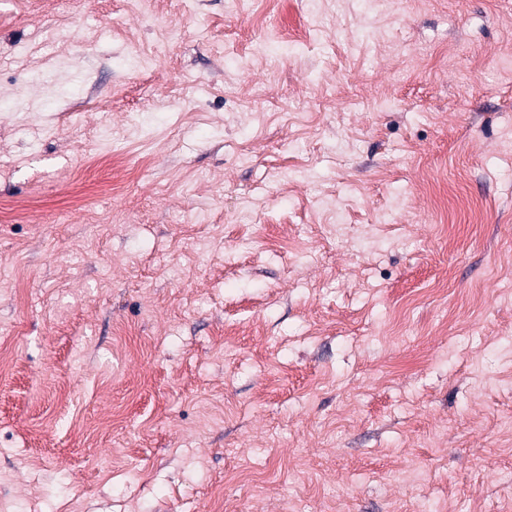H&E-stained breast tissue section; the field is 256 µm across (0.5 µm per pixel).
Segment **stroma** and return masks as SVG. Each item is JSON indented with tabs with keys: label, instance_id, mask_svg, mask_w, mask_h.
<instances>
[{
	"label": "stroma",
	"instance_id": "obj_1",
	"mask_svg": "<svg viewBox=\"0 0 512 512\" xmlns=\"http://www.w3.org/2000/svg\"><path fill=\"white\" fill-rule=\"evenodd\" d=\"M0 102V512H512V0H0Z\"/></svg>",
	"mask_w": 512,
	"mask_h": 512
}]
</instances>
